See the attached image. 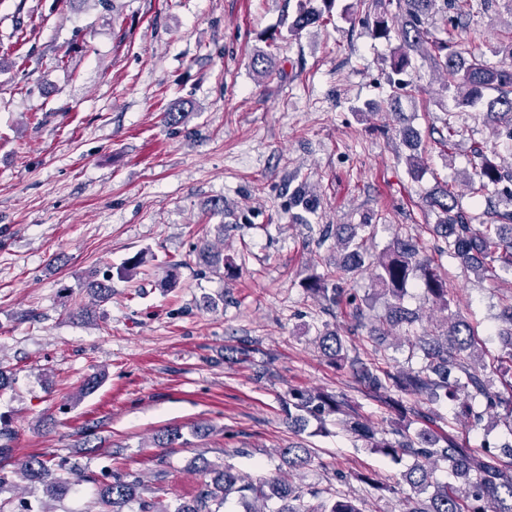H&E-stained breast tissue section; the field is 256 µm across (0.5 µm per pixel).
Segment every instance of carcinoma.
<instances>
[{"label": "carcinoma", "mask_w": 512, "mask_h": 512, "mask_svg": "<svg viewBox=\"0 0 512 512\" xmlns=\"http://www.w3.org/2000/svg\"><path fill=\"white\" fill-rule=\"evenodd\" d=\"M372 4L380 9L373 20L372 35L388 39L392 27L387 4L383 0H372ZM396 7L402 17L397 31L400 44L391 58L388 81L392 89L389 106L398 120L404 119L401 100L415 92L408 79L413 56L421 54L442 74L443 89L452 95L456 108L465 111L482 104L504 124L505 138L491 154L482 147L474 149L479 163L474 174L467 176L471 194L484 199V203L478 202L473 211L464 212L458 194L446 183L427 194L425 206L436 216L433 233L441 242L438 255L458 259L482 277H494L500 272L512 274V209L497 210L487 195L489 188L496 187L512 203V163L505 166L490 159L503 152L512 156V65L493 66L482 54L462 51L460 43L452 38L434 37L429 23L432 15L451 13V23L457 29L465 25L470 4L461 0H396ZM322 18V12L310 7V0H299L289 30L301 31ZM408 145L412 154L406 157V163L411 172L417 173L424 165L418 153L417 133L408 136ZM364 228V224H349V232L338 237L343 254L340 271L355 274L366 264L373 267L380 295L387 300L389 321L402 328L409 357L421 354L422 364L393 371L381 369L357 355L349 356L340 334L328 329L318 336L321 353L337 368L348 369L369 392L383 398L394 411V424L379 430L363 421L348 400L321 391L289 393L288 408L317 419L336 413L339 423L364 441L366 447L395 460L412 458V465L403 473L404 482L413 492L408 497L413 506L406 512H512V445L502 447L498 454L490 450L479 452L450 434L439 437L425 428L411 430L413 418L431 421L430 414L417 406V400L444 397L452 405L456 420L465 427H476L486 413L502 409L496 421L512 435V303L499 315L507 328L496 333L501 356L492 369L509 387L505 395L493 390L492 372H487L474 327L466 319L452 315L451 327L442 335L421 336L411 330L417 318L404 312L401 301L412 284L424 288L433 308L448 311V279L435 258L422 253L417 239L398 234L376 260L368 263L365 239L358 233ZM197 259L215 268L224 263L223 255L208 243L198 249ZM85 288L97 299L107 300L112 297V277L108 273L95 274L86 281ZM305 288L327 311L348 307L353 318L362 316L361 304L343 285L341 276L330 272L311 277ZM282 456L290 471L301 470L312 462L311 449L302 445L283 449ZM441 461L447 463L448 476L456 482L438 478ZM14 475L43 486L55 496L68 493L84 480L76 476L65 459L53 461L39 456L20 463ZM160 491L161 487L144 483L140 475L116 469L87 512H220L231 494L238 495L244 512H363L352 495L333 485L305 492L293 488L280 475L245 483L230 467L218 472L213 487L190 504L164 506Z\"/></svg>", "instance_id": "1"}]
</instances>
